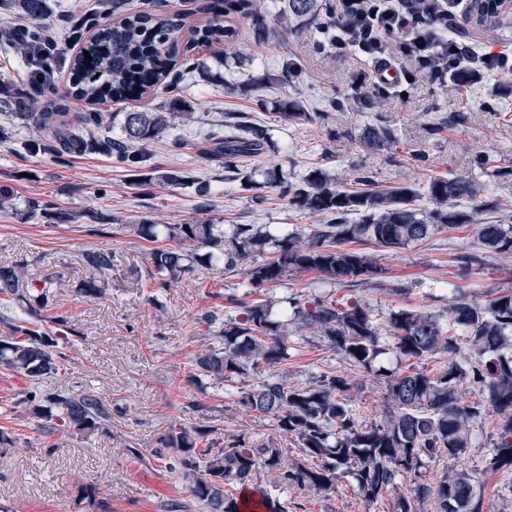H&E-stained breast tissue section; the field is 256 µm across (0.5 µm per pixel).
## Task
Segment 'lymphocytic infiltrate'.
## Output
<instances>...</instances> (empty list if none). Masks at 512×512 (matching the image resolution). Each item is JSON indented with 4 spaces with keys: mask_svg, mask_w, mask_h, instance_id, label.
I'll return each instance as SVG.
<instances>
[{
    "mask_svg": "<svg viewBox=\"0 0 512 512\" xmlns=\"http://www.w3.org/2000/svg\"><path fill=\"white\" fill-rule=\"evenodd\" d=\"M468 0H329V38L319 41V52L350 53L371 63L370 85L389 94L392 85L381 75L386 67L399 69L409 80L402 61L415 62L432 84L447 86L452 72H469L478 66L490 71H512L504 54H477L459 43L448 26L450 17L465 14Z\"/></svg>",
    "mask_w": 512,
    "mask_h": 512,
    "instance_id": "1",
    "label": "lymphocytic infiltrate"
}]
</instances>
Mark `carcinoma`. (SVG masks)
I'll use <instances>...</instances> for the list:
<instances>
[{
  "instance_id": "cac0c4a2",
  "label": "carcinoma",
  "mask_w": 512,
  "mask_h": 512,
  "mask_svg": "<svg viewBox=\"0 0 512 512\" xmlns=\"http://www.w3.org/2000/svg\"><path fill=\"white\" fill-rule=\"evenodd\" d=\"M282 2L276 18L284 34L319 20L326 9L323 0ZM10 7L35 22L49 17L46 0H14ZM209 13L211 20L194 31V41L231 49L240 68L249 55L236 28L224 24L223 17L238 15L259 41L270 36L261 0H209ZM84 22L95 28V37L73 57L69 85L57 90L54 100L15 102L16 118L30 131V148L103 153L140 173L141 187H179L184 184L180 172L149 176L143 168L150 161L148 146L167 136L175 120L185 126L194 122L186 104L167 102L163 112L108 116L84 108L134 94L165 93L167 78L180 79L195 67L194 59L180 53L181 12L145 8L130 13L125 0H112V21L91 13ZM503 25V19L480 10V0H471L469 12L451 23L468 37L478 28L494 31ZM41 38L25 29L10 44L26 76L49 62L37 54ZM276 109L279 122L289 125L316 118L297 100H281ZM107 117L119 123V138L83 135L85 128L99 126ZM360 140L377 151L395 144L392 128L382 120L363 129ZM273 149L270 127L236 120L224 135L205 137L199 153L240 176L242 188L256 197L276 192L292 208L317 215L324 223L291 231L265 224H142L139 234L156 243L146 259L157 288H168L201 268L222 266L242 273L245 293L224 297L228 307L242 309L241 316L223 320L219 306L198 318L222 347L198 351L188 381L203 376L237 385V403L263 415L291 439L296 455L274 444L253 445L245 429L218 436L206 426L175 425L160 438L153 456L174 461L191 497L209 512H245L243 491L254 488L253 478L261 470L272 477L275 490L284 492L292 487L333 491L339 479L348 477L365 503L385 504V512H489L468 470L453 466L437 478L428 473L440 461L464 457L474 426L488 417L493 453L485 472L512 471V291L484 298L460 293L441 314L393 308L384 324L359 301L299 296L275 300L270 292L290 274L313 272L319 283L369 285L400 296L405 289L385 282V269L370 248L405 249L437 232L470 228L482 249L512 256V212L484 199L481 185L466 177L434 178L421 193L405 184L377 188L370 175L360 178L358 188H340L322 168L295 181L276 165L241 172L242 159ZM487 211L497 213L496 219L482 220L480 214ZM82 259L93 272L83 292L94 297L101 292L98 277L112 271V252L88 250ZM24 278L19 264L0 267V296L18 295ZM307 330L322 337L350 366L375 374L385 389L381 420L366 423L350 405V392L365 385L360 377L324 371L314 383L290 385L270 372L288 363L290 337ZM384 334L391 339L388 352L402 363L437 354L450 359L433 372L377 369ZM462 342L471 356L460 364L451 356ZM58 344L57 335L18 327L0 336V368L31 381L56 376L62 358ZM249 378L254 382H247ZM27 401L37 413L76 431H93L108 418L103 403L89 396L31 392ZM261 495L264 512H306L295 499L264 490Z\"/></svg>"
}]
</instances>
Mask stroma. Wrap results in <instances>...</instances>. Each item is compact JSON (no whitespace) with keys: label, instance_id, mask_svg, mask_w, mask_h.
<instances>
[{"label":"stroma","instance_id":"obj_1","mask_svg":"<svg viewBox=\"0 0 512 512\" xmlns=\"http://www.w3.org/2000/svg\"><path fill=\"white\" fill-rule=\"evenodd\" d=\"M49 6L48 30L68 59L80 48L72 36L74 24L87 12L107 17L112 0H49ZM26 24V18L0 10V198L6 200L0 208V266L24 264L32 280L20 295L0 296V336L16 325L51 333L57 329L54 316L67 314L64 368L41 387L98 398L111 418L90 433L62 427L34 413L25 400V380L0 370V429L12 439L0 445V507L6 512H166L173 501L183 504V512H199L179 472L152 456L174 424L230 432L244 423L254 442L288 446L270 421L246 415L234 389L209 378L187 380L195 353L212 341L199 330L198 317L215 305L216 294L240 293L241 274L219 267L184 276L165 290L154 287L144 259L149 244L137 228L144 222H198L292 229L316 218L276 196L255 200L223 165L201 156L193 141L245 116L270 126L279 146L278 152L248 159L245 169L276 165L296 180L322 167L344 188L365 174L381 188L469 176L512 210V76L481 70L464 85L447 88L420 76L404 94L356 101L352 86L364 64L349 53L318 52L319 25L281 41L248 42L246 49L255 57L253 84L238 86L234 67H216L208 75L192 71L171 92L196 117L183 131L187 147L175 148L168 137L149 147L156 171L176 168L209 185L202 205L190 187L137 186L103 154L28 151L29 132L11 111L25 81L16 75L19 61L8 44L12 32ZM286 58L299 66V81L283 82ZM260 98L267 108L257 106ZM283 99L301 101L306 111L318 113L317 122L278 123L274 104ZM379 115L396 137L387 152L372 151L358 139ZM485 154L490 163L482 170L474 159ZM474 246L470 233L445 231L405 249H379L390 283L405 289L399 297L374 287L317 285L310 272L290 275L275 294L311 287L339 301L361 300L382 322L400 306L441 312L459 290L478 295L512 289V257L482 253L470 275H461L454 256ZM100 248L111 250L114 261L102 294L93 298L81 291L90 277L81 255ZM41 291L51 294L50 307H37ZM330 367L341 373L349 369L321 337L309 335L276 372L288 383L308 384ZM489 435V429L476 430L466 466L481 482L493 512H512V473L483 470L492 448ZM288 496L306 501L307 512H383L368 506L344 479L327 494L294 488Z\"/></svg>","mask_w":512,"mask_h":512}]
</instances>
